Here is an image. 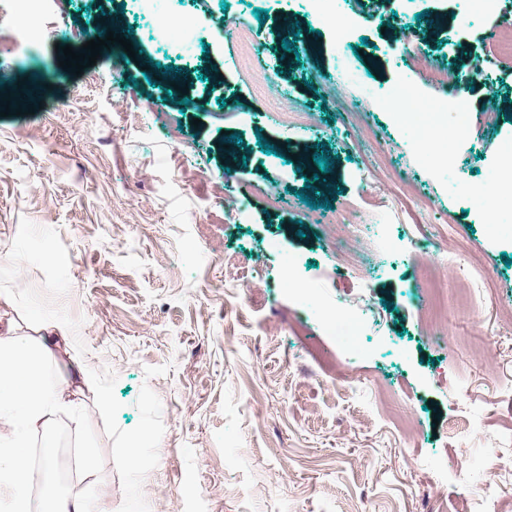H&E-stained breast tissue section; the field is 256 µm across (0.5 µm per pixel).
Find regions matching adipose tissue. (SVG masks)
Here are the masks:
<instances>
[{
  "mask_svg": "<svg viewBox=\"0 0 512 512\" xmlns=\"http://www.w3.org/2000/svg\"><path fill=\"white\" fill-rule=\"evenodd\" d=\"M38 334L36 343L22 342L13 319L0 317V501L7 512H30V436L51 428L56 412L68 406L72 388L95 382L71 346L66 326L44 322ZM38 492L43 512H112L111 498H102L94 509L51 479Z\"/></svg>",
  "mask_w": 512,
  "mask_h": 512,
  "instance_id": "1",
  "label": "adipose tissue"
}]
</instances>
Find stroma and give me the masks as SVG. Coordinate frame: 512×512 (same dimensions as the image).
I'll list each match as a JSON object with an SVG mask.
<instances>
[{"instance_id": "stroma-1", "label": "stroma", "mask_w": 512, "mask_h": 512, "mask_svg": "<svg viewBox=\"0 0 512 512\" xmlns=\"http://www.w3.org/2000/svg\"><path fill=\"white\" fill-rule=\"evenodd\" d=\"M343 6L363 19L344 46L307 0H169L195 26L194 47L179 50L128 0L139 61L102 56L77 76L58 71L55 47L81 48L111 0H46L37 50L0 54V98L42 81L28 97L35 114L0 117V253L24 260L0 264V290L16 294L20 336L67 324L98 373L29 446L93 449L74 474L89 501L111 494L116 512H472L493 497L512 512V329L500 322L512 237L455 190L487 186L512 143V54L500 49L512 18L473 16L470 0H389L403 27L392 48L371 0ZM454 21L473 35L471 60L496 61L483 81L509 108L488 124L471 95L456 168L443 176L380 93L403 73L425 101L442 98L417 56L455 67ZM289 25L320 38L325 62L299 47L281 78L273 56ZM143 60L198 73L190 104L149 85ZM284 105L302 121L283 122ZM236 136L246 163L229 176L224 147ZM318 151L333 188L306 203L298 157ZM229 196L245 200L241 216L227 213ZM322 216L387 223L398 248L360 270L341 264ZM289 257L323 304L367 310L375 331L356 361L282 292ZM474 259L485 286L472 311L457 290ZM420 264L448 293L433 333ZM466 337L490 347L483 364ZM142 433L160 445L129 463ZM460 461L478 478L455 474Z\"/></svg>"}]
</instances>
